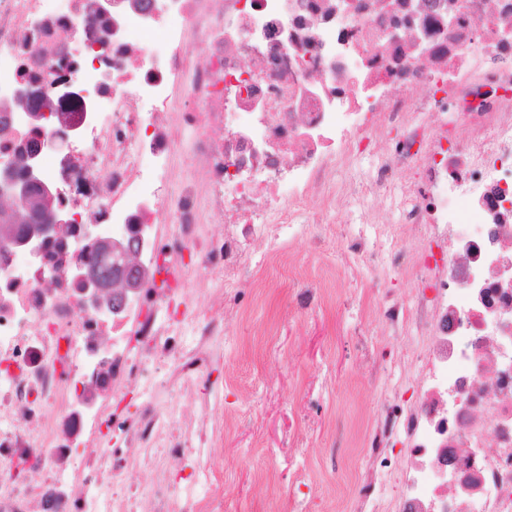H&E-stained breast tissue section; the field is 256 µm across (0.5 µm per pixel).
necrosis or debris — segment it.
Wrapping results in <instances>:
<instances>
[{
	"label": "necrosis or debris",
	"instance_id": "4bbe7bcc",
	"mask_svg": "<svg viewBox=\"0 0 512 512\" xmlns=\"http://www.w3.org/2000/svg\"><path fill=\"white\" fill-rule=\"evenodd\" d=\"M91 42L105 45L94 60ZM184 75L189 103L174 113ZM24 81L86 96L52 100L80 131L71 162L42 158L67 223L40 263L0 256V512L33 499L39 512H224L233 488L206 459L233 424L208 391L224 300L298 280L291 259L263 280L250 259L345 196L372 231L341 240L353 273L421 288L376 311L388 333L421 338L416 396L388 393L371 422L356 512H512V0H115L108 24L88 0H0V99ZM393 132L369 183L337 184L339 164ZM186 139L192 175L171 197ZM369 197L413 229L389 267L374 243L394 228L372 223ZM91 221L143 239L147 276L117 313L74 281ZM133 388L140 405L117 417ZM182 401L196 412L171 414ZM106 422L121 446L100 452ZM396 447L394 482L377 481ZM20 463L43 481L17 484Z\"/></svg>",
	"mask_w": 512,
	"mask_h": 512
}]
</instances>
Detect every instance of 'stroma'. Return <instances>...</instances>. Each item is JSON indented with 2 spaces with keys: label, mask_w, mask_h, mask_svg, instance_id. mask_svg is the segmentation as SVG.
I'll return each mask as SVG.
<instances>
[{
  "label": "stroma",
  "mask_w": 512,
  "mask_h": 512,
  "mask_svg": "<svg viewBox=\"0 0 512 512\" xmlns=\"http://www.w3.org/2000/svg\"><path fill=\"white\" fill-rule=\"evenodd\" d=\"M307 231L298 227L290 245L306 286L328 289L327 307L294 311L284 284L265 297L245 289L217 343L210 388L236 426L210 459L223 463L234 488L232 512H353L366 427L400 376L402 339L383 331L375 309L392 298L411 300L412 283L332 281L343 265L340 250L307 253ZM381 352L391 359L374 379L369 361ZM295 433L303 445L292 442Z\"/></svg>",
  "instance_id": "stroma-1"
}]
</instances>
